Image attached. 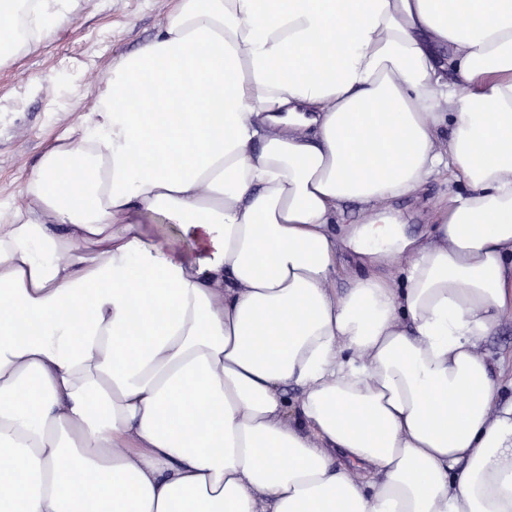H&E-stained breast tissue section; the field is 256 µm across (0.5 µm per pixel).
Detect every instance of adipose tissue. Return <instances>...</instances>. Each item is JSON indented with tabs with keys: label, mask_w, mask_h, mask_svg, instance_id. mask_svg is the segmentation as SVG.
Instances as JSON below:
<instances>
[{
	"label": "adipose tissue",
	"mask_w": 512,
	"mask_h": 512,
	"mask_svg": "<svg viewBox=\"0 0 512 512\" xmlns=\"http://www.w3.org/2000/svg\"><path fill=\"white\" fill-rule=\"evenodd\" d=\"M510 315L512 0H176L0 208V512H512ZM450 176L431 179L418 196L399 198L388 203L398 224L408 236H426L431 227L430 211L433 204L448 191ZM367 215L363 208L355 202H345L339 205L336 216V225L334 232L339 238L342 236L343 229L349 224H365ZM345 224V225H341ZM336 226V230H335ZM143 226L147 237L150 239H168L187 255L196 251V244L184 240L176 227L171 224H164L160 218L147 220ZM482 349L490 359L503 360V380L509 385L512 381V316L501 322L495 333L484 342Z\"/></svg>",
	"instance_id": "adipose-tissue-1"
}]
</instances>
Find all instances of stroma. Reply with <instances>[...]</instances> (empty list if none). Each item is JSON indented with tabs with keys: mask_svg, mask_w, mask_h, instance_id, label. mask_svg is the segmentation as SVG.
Instances as JSON below:
<instances>
[{
	"mask_svg": "<svg viewBox=\"0 0 512 512\" xmlns=\"http://www.w3.org/2000/svg\"><path fill=\"white\" fill-rule=\"evenodd\" d=\"M172 0H80L38 50L0 66V205L19 198L21 184L49 138L86 122L103 73L114 58L148 42ZM446 177L418 196L390 203L409 236L427 235Z\"/></svg>",
	"mask_w": 512,
	"mask_h": 512,
	"instance_id": "stroma-1",
	"label": "stroma"
}]
</instances>
